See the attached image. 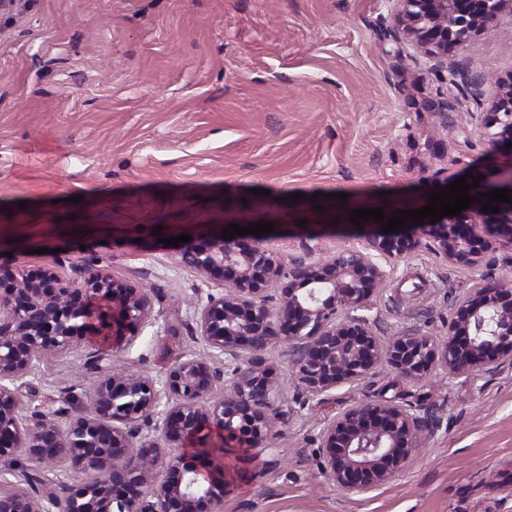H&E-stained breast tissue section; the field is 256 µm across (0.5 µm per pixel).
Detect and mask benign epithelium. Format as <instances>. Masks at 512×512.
Segmentation results:
<instances>
[{"label":"benign epithelium","mask_w":512,"mask_h":512,"mask_svg":"<svg viewBox=\"0 0 512 512\" xmlns=\"http://www.w3.org/2000/svg\"><path fill=\"white\" fill-rule=\"evenodd\" d=\"M389 36L433 61L437 77L468 93L472 83L448 66V52L490 32L512 0H391ZM492 94L471 115L493 146L512 142V72L492 79ZM488 199L431 224L412 220L385 233L379 224L360 247L337 249L316 262L286 265L265 246L274 236L223 238L219 226L203 238L179 243L181 263L202 276L224 280L195 307L206 357L187 356L165 373L111 367L77 416L66 408L43 417L19 416L14 383L33 374L49 355L100 342L120 353L142 327L157 320L146 290L112 277L97 258L77 284L62 277L64 260L6 271L12 288L0 296V457L23 453L30 468L7 478L0 472V512H218L234 471L206 466L186 448L211 447L224 436V457L240 459L271 448L278 381L261 353L274 336L288 340L291 376L311 395L329 393L386 364L421 382L441 370L463 374L512 360V291L480 280L457 302L441 341L419 333L383 340L361 315L390 271L387 259L416 251L426 238L450 264L478 269L494 245L512 247V202ZM281 285L275 308L268 287ZM224 359L231 391L217 394ZM167 395L161 403L160 393ZM322 474L359 493L389 482L405 468L423 440L422 422L392 400L344 409L320 428ZM99 475L94 482L80 470Z\"/></svg>","instance_id":"7a95c632"}]
</instances>
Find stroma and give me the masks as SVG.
<instances>
[{"label": "stroma", "mask_w": 512, "mask_h": 512, "mask_svg": "<svg viewBox=\"0 0 512 512\" xmlns=\"http://www.w3.org/2000/svg\"><path fill=\"white\" fill-rule=\"evenodd\" d=\"M390 12L389 0H16L0 16V264L37 268L56 249L67 279L82 282L95 255L146 286L158 319L117 360L156 375L207 355L193 306L224 287L173 255L166 240L184 228L269 221L283 229L269 248L309 263L363 243L356 209H416L468 174L491 186L512 153L429 60H399ZM448 63L472 81L511 72L512 15ZM440 96L444 119L429 109ZM482 277L512 289V250L473 270L427 240L366 315L381 337L440 338ZM95 355L83 344L19 380L21 416L85 409ZM263 358L285 421L220 512H512V364L421 383L383 367L310 397L289 378L287 342ZM381 396L427 437L389 483L347 492L319 471V422Z\"/></svg>", "instance_id": "1"}]
</instances>
